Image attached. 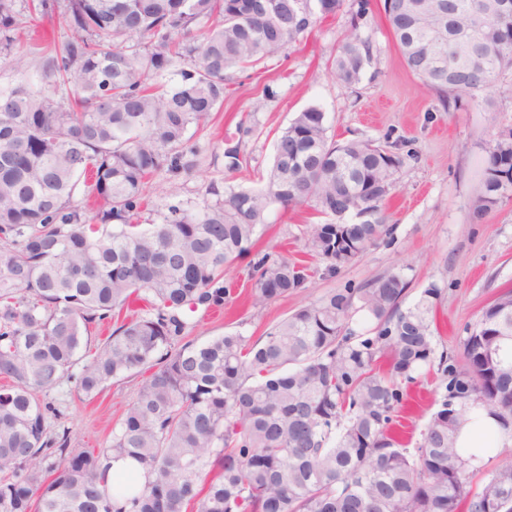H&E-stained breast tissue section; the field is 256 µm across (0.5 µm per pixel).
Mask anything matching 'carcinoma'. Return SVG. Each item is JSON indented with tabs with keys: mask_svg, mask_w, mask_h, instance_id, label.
I'll return each mask as SVG.
<instances>
[{
	"mask_svg": "<svg viewBox=\"0 0 512 512\" xmlns=\"http://www.w3.org/2000/svg\"><path fill=\"white\" fill-rule=\"evenodd\" d=\"M349 2L332 73L356 83L372 61L371 0H67L71 35L34 45L38 84L0 86V512H512V466L473 485L458 434L472 407L495 416L512 451V289L483 309L460 360L438 351L427 288L402 308L395 271L330 289L253 341L188 339L190 314L231 298L224 271L249 259L257 304L307 287L310 267L255 250L271 210L304 208L301 231L325 275L392 234L386 203L401 140L327 135L325 112L297 113L257 190L219 188L197 210L163 205L139 224L150 180L194 167L191 126L224 105L237 70L300 44ZM406 69L448 110L496 111L512 78V0H383ZM56 0H0V53L25 68L17 31ZM224 170L240 173L239 146ZM98 206L87 216L79 184ZM512 200V127H493L469 217ZM141 300L143 313L91 347L90 327ZM446 394L408 449L396 430L405 385L427 367ZM133 404L98 451L51 434L47 393L85 396L141 372ZM130 458L143 470L104 466Z\"/></svg>",
	"mask_w": 512,
	"mask_h": 512,
	"instance_id": "obj_1",
	"label": "carcinoma"
}]
</instances>
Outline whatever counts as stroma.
Listing matches in <instances>:
<instances>
[{"mask_svg": "<svg viewBox=\"0 0 512 512\" xmlns=\"http://www.w3.org/2000/svg\"><path fill=\"white\" fill-rule=\"evenodd\" d=\"M348 24V13L339 10L288 56L235 73L223 108L214 113L207 131L191 137L199 148L195 168L175 178L159 174L153 184L170 201L189 209L207 202L206 187L213 181L223 187H260L273 164L276 135L297 112L317 106L326 114L329 136L337 141H379L389 134L417 151V159L406 161L396 175L397 190L388 210L393 234L334 276L314 273L309 287L261 306L250 301L254 282L247 262L238 263L228 273L236 288L233 301L222 313L201 319L191 339L201 342L236 331L256 338L327 289L357 288L377 275L397 271L409 283L407 303H414L424 289H441L438 336L449 356L457 358L468 328L485 305L502 289L512 288V202L503 203L479 224L468 216V203L481 178L484 142L493 125L512 126V94H496L499 112L493 118L475 107L444 110L436 93L406 70L380 11L362 30L371 43L372 63L358 83L344 85L330 75L328 62ZM243 119L255 127L241 144L251 172L247 179L226 173L223 157L227 137ZM271 220L259 248L302 258L299 235L309 214L280 212ZM139 381L136 375L112 381L92 399L66 385L55 389L54 397L63 402L70 448L108 446L112 427L133 403ZM409 391L413 401L406 431L416 443L445 389L437 375L429 374L420 376Z\"/></svg>", "mask_w": 512, "mask_h": 512, "instance_id": "obj_1", "label": "stroma"}]
</instances>
